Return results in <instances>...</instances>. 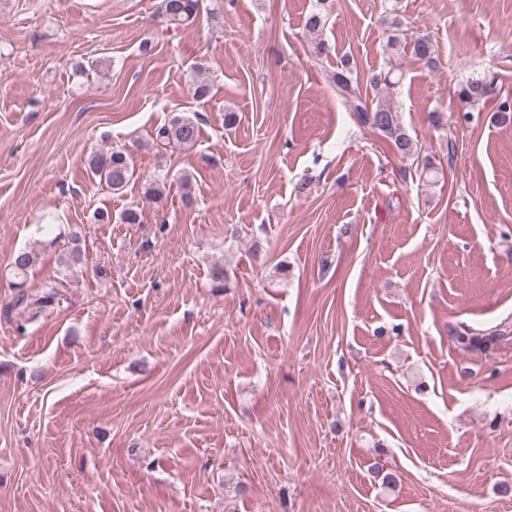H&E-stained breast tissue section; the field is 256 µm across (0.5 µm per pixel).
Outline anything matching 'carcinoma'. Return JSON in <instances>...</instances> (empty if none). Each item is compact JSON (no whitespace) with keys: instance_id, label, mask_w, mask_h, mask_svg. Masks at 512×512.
<instances>
[{"instance_id":"cac0c4a2","label":"carcinoma","mask_w":512,"mask_h":512,"mask_svg":"<svg viewBox=\"0 0 512 512\" xmlns=\"http://www.w3.org/2000/svg\"><path fill=\"white\" fill-rule=\"evenodd\" d=\"M202 0H161L159 15L168 24L187 26L193 23L198 16ZM327 18L322 9L312 11L306 20L305 27L313 39V52L318 56L330 52V46L322 38ZM414 55L428 67H436L432 45L425 38H418L412 44ZM336 86L344 93L355 99V112L359 121L380 132L394 147V150L403 156H418L420 150L414 140L406 133L399 121L397 111L385 103L383 95L394 88L395 80L392 70H378L371 73L368 84L377 95V103L372 104L364 99L359 84L352 79L350 63L343 64V69L336 72ZM498 93L497 77L494 75L472 78L456 89L457 97L465 103H476ZM199 128L197 122L188 115L177 114L167 123L158 128L156 139L163 145L178 144L185 147L192 146L198 139ZM88 167L93 177L104 182L114 191L122 190L133 176L131 162L127 155L121 151L99 152L92 154L88 159ZM39 253L34 250H20L13 255L11 268L18 281L14 283L18 289L15 305L29 306L37 309L60 304L64 287L63 279L67 273L76 269L81 262L80 248L74 246L62 251L57 258L60 270L64 271L62 279L49 280L41 285V289L27 290V274L37 264ZM452 338L468 350L485 352L498 344L502 338L501 333L480 334L463 327L452 330Z\"/></svg>"}]
</instances>
